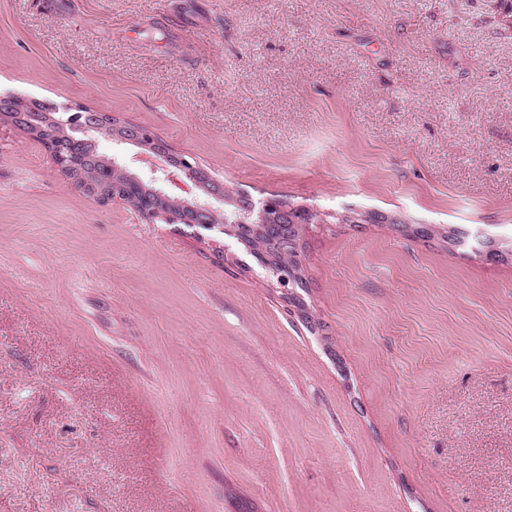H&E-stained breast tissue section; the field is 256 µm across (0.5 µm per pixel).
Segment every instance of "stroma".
Masks as SVG:
<instances>
[{
    "label": "stroma",
    "instance_id": "1",
    "mask_svg": "<svg viewBox=\"0 0 512 512\" xmlns=\"http://www.w3.org/2000/svg\"><path fill=\"white\" fill-rule=\"evenodd\" d=\"M511 10L0 0V96L408 227L318 225L289 297L0 124V512H512ZM77 112H86L88 117V124L82 128L84 134H88L91 131H103L108 128H113L112 140L117 144H128L137 147L140 150V154L146 156H166L158 154L148 144L157 139V137L150 130L135 124H115L113 121H119L113 118L111 114L106 112H98L91 110H83L78 108ZM112 117V120L110 118ZM148 151L154 152V154Z\"/></svg>",
    "mask_w": 512,
    "mask_h": 512
}]
</instances>
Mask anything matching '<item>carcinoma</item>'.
Instances as JSON below:
<instances>
[{"mask_svg": "<svg viewBox=\"0 0 512 512\" xmlns=\"http://www.w3.org/2000/svg\"><path fill=\"white\" fill-rule=\"evenodd\" d=\"M20 103L22 109L17 114L21 118L16 124L33 139L40 143L67 142V136L72 134L70 129L46 122V114L51 112L49 107L36 99H22ZM80 139L82 142L76 145L75 151L84 158V163L79 165V182L85 187L87 195L99 197L94 188L102 186L105 194L117 192L129 208L139 213L163 207L158 201V188L147 182L140 185L135 179L113 171L111 162L99 151L96 136L82 135ZM213 188L224 193V210L212 216L213 222L232 225L231 237L250 250L271 279L275 280L278 274L292 270L297 273L292 282L298 288L305 287L300 275L302 251L298 250V243L302 241L304 225H314L320 221L324 223L326 219L306 210L300 214L293 211L286 217L277 211H270L261 224L256 209L246 198L231 194L220 184L213 185Z\"/></svg>", "mask_w": 512, "mask_h": 512, "instance_id": "cac0c4a2", "label": "carcinoma"}]
</instances>
